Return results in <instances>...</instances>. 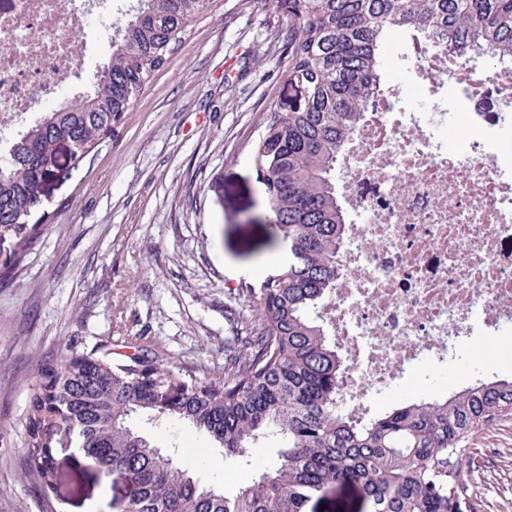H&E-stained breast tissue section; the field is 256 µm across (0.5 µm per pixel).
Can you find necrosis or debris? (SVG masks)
I'll return each instance as SVG.
<instances>
[{
	"label": "necrosis or debris",
	"mask_w": 512,
	"mask_h": 512,
	"mask_svg": "<svg viewBox=\"0 0 512 512\" xmlns=\"http://www.w3.org/2000/svg\"><path fill=\"white\" fill-rule=\"evenodd\" d=\"M0 13V142L31 112L32 83L82 78L84 60L69 31L84 27L83 0H18ZM453 49L415 51L414 83L391 79L381 108L348 146L342 192L354 220L339 262L344 283L323 311L348 362L341 405L360 403L404 376L408 366L442 356L449 339L512 316V262L497 252L512 237V113L489 128L470 105L485 85L512 100V61L484 72L453 68ZM445 77L446 97H429ZM468 131L449 141V125ZM372 180L385 201L354 197ZM442 256L435 276L430 253Z\"/></svg>",
	"instance_id": "obj_1"
}]
</instances>
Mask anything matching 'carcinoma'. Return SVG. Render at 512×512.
Segmentation results:
<instances>
[{
  "label": "carcinoma",
  "mask_w": 512,
  "mask_h": 512,
  "mask_svg": "<svg viewBox=\"0 0 512 512\" xmlns=\"http://www.w3.org/2000/svg\"><path fill=\"white\" fill-rule=\"evenodd\" d=\"M209 0H142L114 38L112 59L90 90L42 112L11 138L0 159V234L16 239L11 281L42 227L25 223L39 206L49 151L67 136L87 152L128 111L166 64ZM288 80L306 91L298 112H273L255 142L268 172L273 234L288 236V265L264 280L250 319L224 348V368L179 371L144 337L134 352H74L47 369L26 413L25 472L47 493L56 466L48 429L69 430L76 447L135 487L128 512H306L332 488L357 490L369 512H474L461 478L465 439L512 417V380L480 381L444 399L414 401L367 419L338 409L346 373L320 311L343 277L337 256L348 220L336 189L346 147L375 110L381 50L394 28H413L430 45L459 55L512 58V0H294ZM183 421L224 456L253 458L271 438L278 464L226 496L203 486L132 428Z\"/></svg>",
  "instance_id": "cac0c4a2"
}]
</instances>
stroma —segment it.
I'll list each match as a JSON object with an SVG mask.
<instances>
[{"label":"stroma","mask_w":512,"mask_h":512,"mask_svg":"<svg viewBox=\"0 0 512 512\" xmlns=\"http://www.w3.org/2000/svg\"><path fill=\"white\" fill-rule=\"evenodd\" d=\"M139 3L109 0L95 36L74 34L94 70L110 62L113 36ZM290 25L277 0H212L101 143L78 160L60 149L27 218L43 231L14 280L0 282V512H124L131 495L120 480L77 466L74 447L59 440L54 490L41 493L25 477V412L66 344L88 351L142 334L171 366L222 369L230 317L249 313L242 290L287 263L289 242L270 233L252 147L294 94ZM416 371L417 385L401 380L367 397L368 416L512 377V323L450 342L444 360ZM131 424L228 496L277 464L273 441L248 464L185 423ZM465 446L463 477L477 512H512V419Z\"/></svg>","instance_id":"1"}]
</instances>
